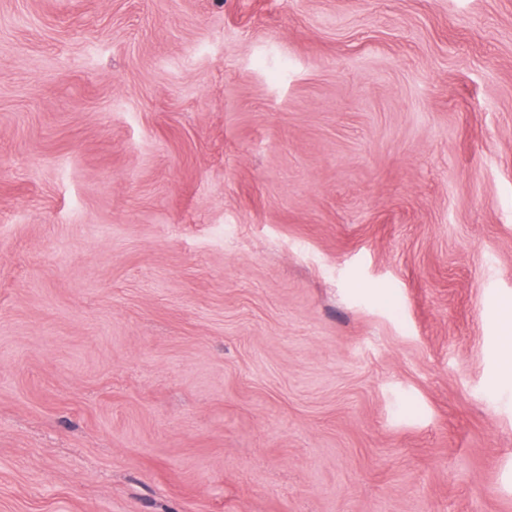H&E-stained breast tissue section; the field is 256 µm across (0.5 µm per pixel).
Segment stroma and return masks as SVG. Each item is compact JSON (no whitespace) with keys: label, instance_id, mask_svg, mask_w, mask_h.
Masks as SVG:
<instances>
[{"label":"stroma","instance_id":"35a3bbf8","mask_svg":"<svg viewBox=\"0 0 512 512\" xmlns=\"http://www.w3.org/2000/svg\"><path fill=\"white\" fill-rule=\"evenodd\" d=\"M512 0H0V512H512Z\"/></svg>","mask_w":512,"mask_h":512}]
</instances>
